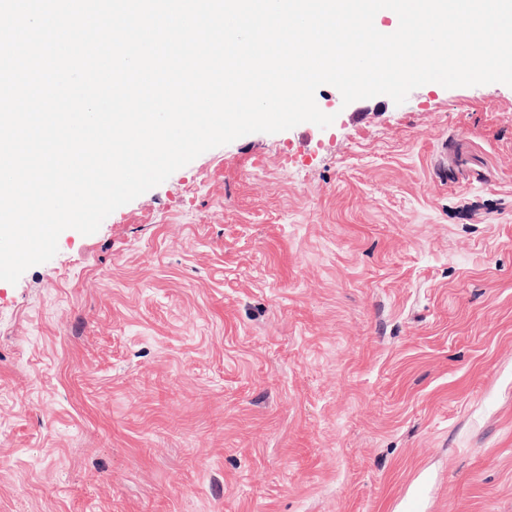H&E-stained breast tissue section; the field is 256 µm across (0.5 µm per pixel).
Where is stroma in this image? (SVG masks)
Listing matches in <instances>:
<instances>
[{
    "label": "stroma",
    "mask_w": 512,
    "mask_h": 512,
    "mask_svg": "<svg viewBox=\"0 0 512 512\" xmlns=\"http://www.w3.org/2000/svg\"><path fill=\"white\" fill-rule=\"evenodd\" d=\"M315 100L0 281V512H512V87Z\"/></svg>",
    "instance_id": "stroma-1"
}]
</instances>
